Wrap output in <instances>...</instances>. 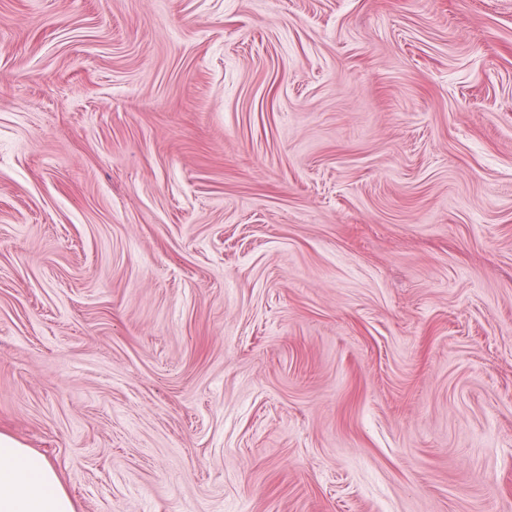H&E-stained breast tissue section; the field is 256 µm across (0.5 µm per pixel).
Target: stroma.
Returning a JSON list of instances; mask_svg holds the SVG:
<instances>
[{
    "label": "stroma",
    "instance_id": "1",
    "mask_svg": "<svg viewBox=\"0 0 512 512\" xmlns=\"http://www.w3.org/2000/svg\"><path fill=\"white\" fill-rule=\"evenodd\" d=\"M0 431L78 512H512V0H0Z\"/></svg>",
    "mask_w": 512,
    "mask_h": 512
}]
</instances>
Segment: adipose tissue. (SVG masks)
Returning <instances> with one entry per match:
<instances>
[{
	"mask_svg": "<svg viewBox=\"0 0 512 512\" xmlns=\"http://www.w3.org/2000/svg\"><path fill=\"white\" fill-rule=\"evenodd\" d=\"M0 512H77L53 464L0 432Z\"/></svg>",
	"mask_w": 512,
	"mask_h": 512,
	"instance_id": "1",
	"label": "adipose tissue"
}]
</instances>
